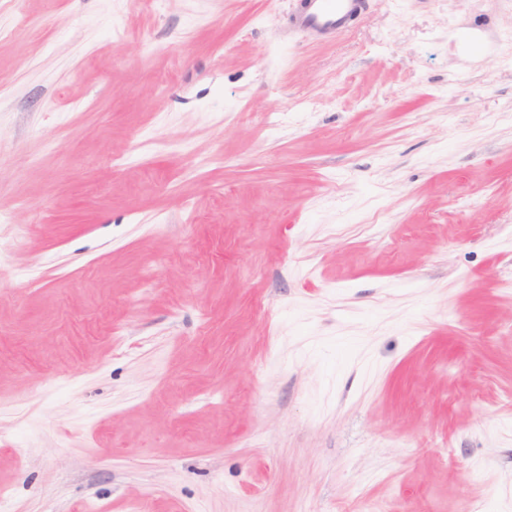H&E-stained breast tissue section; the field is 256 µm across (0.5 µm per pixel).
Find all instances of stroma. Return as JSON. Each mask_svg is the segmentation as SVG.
<instances>
[{
  "mask_svg": "<svg viewBox=\"0 0 512 512\" xmlns=\"http://www.w3.org/2000/svg\"><path fill=\"white\" fill-rule=\"evenodd\" d=\"M299 7L0 0L12 512H512V0ZM304 8L290 19L298 28L333 34L344 30L362 0H304Z\"/></svg>",
  "mask_w": 512,
  "mask_h": 512,
  "instance_id": "obj_1",
  "label": "stroma"
}]
</instances>
